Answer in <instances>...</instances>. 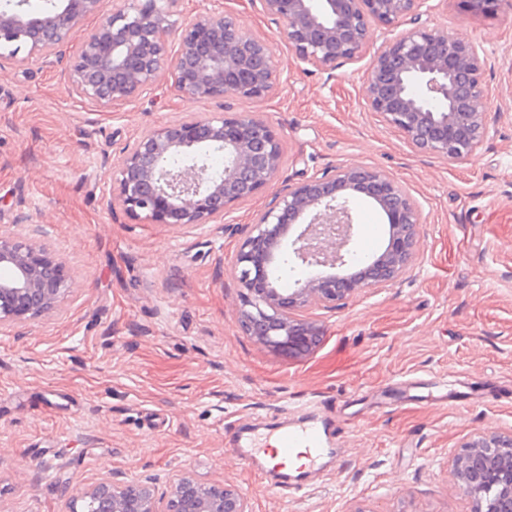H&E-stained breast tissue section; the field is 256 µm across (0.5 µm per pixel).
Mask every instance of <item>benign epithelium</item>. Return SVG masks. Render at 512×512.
Masks as SVG:
<instances>
[{
  "label": "benign epithelium",
  "instance_id": "1",
  "mask_svg": "<svg viewBox=\"0 0 512 512\" xmlns=\"http://www.w3.org/2000/svg\"><path fill=\"white\" fill-rule=\"evenodd\" d=\"M179 26L176 0H48L31 12L18 0L0 7V62L27 55L47 58L59 45L79 48L64 77L79 96L103 108L135 101L162 77L181 100L260 101L283 83L272 45L245 32L223 0ZM282 22V37L297 59L330 73L338 61L370 56L365 78L368 110L400 132L414 150L448 160L476 155L487 136V58L469 40L439 26L419 25L374 48V26L396 27L420 15L426 0H259ZM465 13H497L512 0H461ZM224 156L215 172L211 155ZM283 139L255 112L191 116L145 131L131 146L105 156L110 199L140 224H222L234 205L279 177ZM182 163L173 167L170 160ZM369 199L385 215L384 250L351 272L354 222L350 203ZM23 234L0 232V328L37 319L73 290L65 258L39 241V225L24 216ZM422 209L384 170L339 165L288 186L256 214L239 244L231 276L241 288L237 322L267 348L295 356L310 350L320 328L297 312L389 286L418 256ZM289 258L307 269L292 288L279 287ZM455 463L474 512H512V431L476 433ZM87 512H251L247 498L223 483L203 485L175 475L158 498L141 481L109 478L77 492Z\"/></svg>",
  "mask_w": 512,
  "mask_h": 512
}]
</instances>
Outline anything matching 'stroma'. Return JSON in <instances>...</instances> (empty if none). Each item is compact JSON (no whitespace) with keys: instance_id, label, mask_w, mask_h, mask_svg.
<instances>
[{"instance_id":"1","label":"stroma","mask_w":512,"mask_h":512,"mask_svg":"<svg viewBox=\"0 0 512 512\" xmlns=\"http://www.w3.org/2000/svg\"><path fill=\"white\" fill-rule=\"evenodd\" d=\"M427 6L424 20L488 59V134L468 160L416 155L366 107L368 58L317 71L259 0L224 8L290 75L261 101L187 103L165 79L104 109L64 81L71 44L54 64L22 51L0 68V227L30 215L76 281L58 310L0 330V512H71L73 490L112 475L163 493L178 470L234 487L252 512H474L454 460L475 433L512 431V9ZM227 110L262 113L284 141L278 180L227 225L138 224L110 203L106 150ZM346 164L385 170L421 205L417 262L388 287L305 310L322 331L305 355L272 352L237 324L235 250L275 194ZM351 208L357 254H379L385 215L361 197ZM290 414L335 422L338 462L284 498L224 437Z\"/></svg>"}]
</instances>
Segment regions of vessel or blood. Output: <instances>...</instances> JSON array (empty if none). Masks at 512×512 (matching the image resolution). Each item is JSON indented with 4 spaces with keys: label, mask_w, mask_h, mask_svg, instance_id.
Listing matches in <instances>:
<instances>
[{
    "label": "vessel or blood",
    "mask_w": 512,
    "mask_h": 512,
    "mask_svg": "<svg viewBox=\"0 0 512 512\" xmlns=\"http://www.w3.org/2000/svg\"><path fill=\"white\" fill-rule=\"evenodd\" d=\"M238 457L279 493L294 489L296 472H319L330 453V437L326 422L305 418L281 424L272 433L238 439Z\"/></svg>",
    "instance_id": "1"
}]
</instances>
